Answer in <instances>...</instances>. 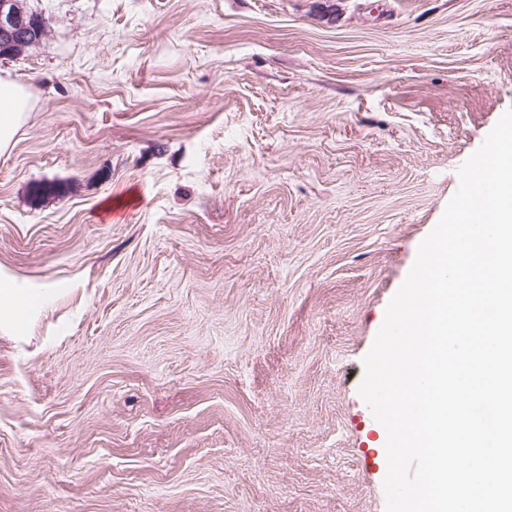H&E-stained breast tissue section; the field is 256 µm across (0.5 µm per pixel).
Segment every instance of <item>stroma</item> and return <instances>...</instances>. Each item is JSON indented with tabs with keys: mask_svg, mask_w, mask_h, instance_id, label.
<instances>
[{
	"mask_svg": "<svg viewBox=\"0 0 512 512\" xmlns=\"http://www.w3.org/2000/svg\"><path fill=\"white\" fill-rule=\"evenodd\" d=\"M0 512H386L362 360L512 108V0H24ZM29 298L16 288L0 282V315L9 322L17 325L24 307L28 305Z\"/></svg>",
	"mask_w": 512,
	"mask_h": 512,
	"instance_id": "obj_1",
	"label": "stroma"
}]
</instances>
